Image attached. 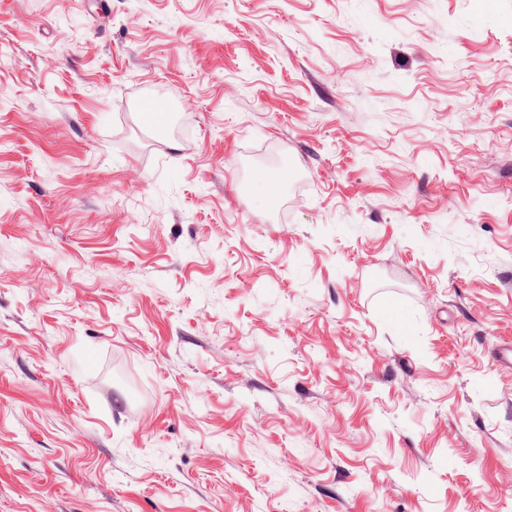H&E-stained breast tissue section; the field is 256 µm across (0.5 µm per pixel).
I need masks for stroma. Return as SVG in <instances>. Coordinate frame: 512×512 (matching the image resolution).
<instances>
[{
	"instance_id": "obj_1",
	"label": "stroma",
	"mask_w": 512,
	"mask_h": 512,
	"mask_svg": "<svg viewBox=\"0 0 512 512\" xmlns=\"http://www.w3.org/2000/svg\"><path fill=\"white\" fill-rule=\"evenodd\" d=\"M0 49V512H512V0H0Z\"/></svg>"
}]
</instances>
